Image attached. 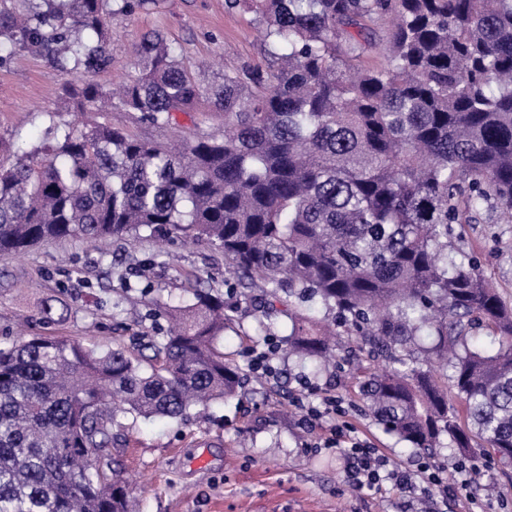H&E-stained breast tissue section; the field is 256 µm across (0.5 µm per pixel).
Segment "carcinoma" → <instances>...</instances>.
<instances>
[{
  "label": "carcinoma",
  "instance_id": "cac0c4a2",
  "mask_svg": "<svg viewBox=\"0 0 512 512\" xmlns=\"http://www.w3.org/2000/svg\"><path fill=\"white\" fill-rule=\"evenodd\" d=\"M156 3L27 0L19 14L0 0V48L96 72L112 64L107 18ZM225 7L261 27L266 67L205 87L153 32L119 94L156 129L207 101L224 134L169 149L50 118L30 149H0V253L163 232L215 245L271 295L320 304L321 318L288 310L289 354L326 360L332 325L359 337L382 363L359 389L386 431L424 451L446 436L511 469L512 306L448 248L465 209L512 217V0ZM384 17L390 63L365 68L364 31ZM65 92L75 112L110 100L94 81ZM150 305L173 325L136 353L42 335L0 347V512H128L126 481L105 470L117 417L182 419L237 395L241 372L219 348L224 294L190 283L178 304Z\"/></svg>",
  "mask_w": 512,
  "mask_h": 512
}]
</instances>
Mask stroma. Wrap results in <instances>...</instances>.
<instances>
[{
    "label": "stroma",
    "mask_w": 512,
    "mask_h": 512,
    "mask_svg": "<svg viewBox=\"0 0 512 512\" xmlns=\"http://www.w3.org/2000/svg\"><path fill=\"white\" fill-rule=\"evenodd\" d=\"M109 27L112 64L94 76L108 90L133 75L129 47L149 31L162 33L204 85L225 68L266 62L250 15L227 10L225 0H158L151 10L112 16ZM84 80L80 71L60 73L46 55L14 50L0 61V138L14 145L38 141L50 115L69 117L63 85ZM83 118L163 142L190 138L200 128H224L223 112L206 103L197 112L177 114L161 130L117 103L100 111L87 108ZM455 233V249L512 304V223L487 207L465 213ZM192 274L225 290L231 321L220 345L244 383L239 396L192 410L185 421L118 417L111 455L130 484L133 512H413L408 498L348 486L340 455L317 449L319 434L302 428L292 404L304 381L335 393L349 404L362 438L399 467L414 468L419 452L386 433L360 395L353 368L371 367L373 361L358 351L356 337L337 336L334 367L319 370L282 354L278 380L260 381L244 349L267 336L284 339L285 319L268 314L263 283H239L223 251L209 244L173 236L161 242L111 240L94 249L70 239L17 255L0 253V347L26 333L101 349H136L141 335L162 336L169 329L165 316L152 315L141 302L140 288L152 286L176 302ZM48 304L53 310L47 316ZM474 461L480 473L471 491L483 512H512V470L486 455Z\"/></svg>",
    "instance_id": "35a3bbf8"
}]
</instances>
